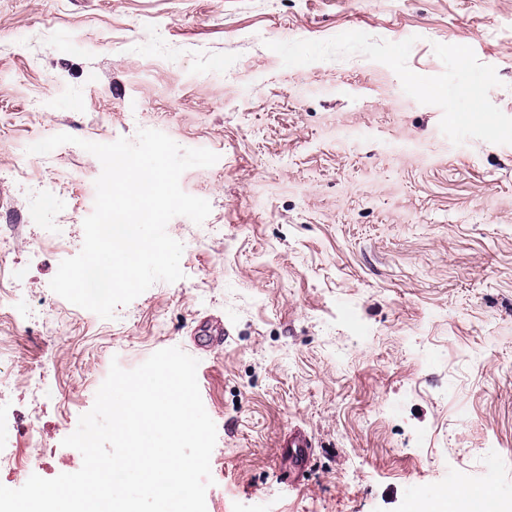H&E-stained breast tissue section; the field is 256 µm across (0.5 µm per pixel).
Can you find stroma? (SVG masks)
Here are the masks:
<instances>
[{
	"instance_id": "obj_1",
	"label": "stroma",
	"mask_w": 512,
	"mask_h": 512,
	"mask_svg": "<svg viewBox=\"0 0 512 512\" xmlns=\"http://www.w3.org/2000/svg\"><path fill=\"white\" fill-rule=\"evenodd\" d=\"M141 129L218 154L180 177L211 212L167 225L183 279L103 319L50 288L102 166L18 147ZM18 262L0 484L78 471L62 441L111 362L177 347L217 427L206 512H407L445 487L512 512V0H0L1 283ZM311 447V441L301 433H293L284 441L282 448L288 450V456L293 461L295 478L299 477Z\"/></svg>"
}]
</instances>
